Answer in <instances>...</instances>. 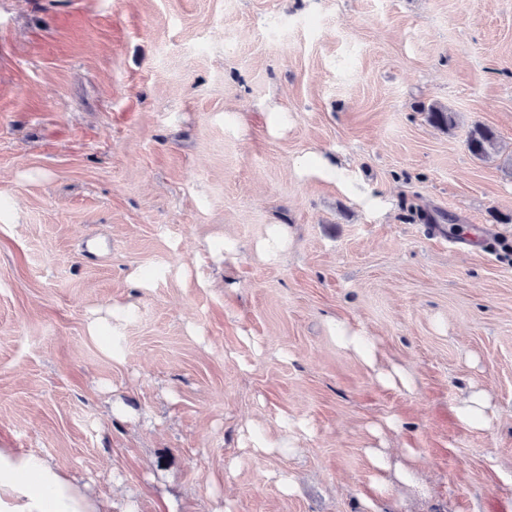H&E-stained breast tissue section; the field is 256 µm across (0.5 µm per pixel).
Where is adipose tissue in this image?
Masks as SVG:
<instances>
[{
	"label": "adipose tissue",
	"mask_w": 512,
	"mask_h": 512,
	"mask_svg": "<svg viewBox=\"0 0 512 512\" xmlns=\"http://www.w3.org/2000/svg\"><path fill=\"white\" fill-rule=\"evenodd\" d=\"M467 427L489 428L496 407L487 393L473 389L456 405ZM102 499L75 483L52 462L13 448H0V512H103Z\"/></svg>",
	"instance_id": "1"
}]
</instances>
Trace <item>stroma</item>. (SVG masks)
Returning a JSON list of instances; mask_svg holds the SVG:
<instances>
[{"label":"stroma","instance_id":"stroma-1","mask_svg":"<svg viewBox=\"0 0 512 512\" xmlns=\"http://www.w3.org/2000/svg\"><path fill=\"white\" fill-rule=\"evenodd\" d=\"M506 215L512 0H0V448L112 512H512ZM475 385L484 430L454 411ZM371 447L414 449L415 484L378 495ZM495 141V134L490 128L475 126L467 139V148L473 156L485 159L494 148ZM336 330V337L342 347L359 355L370 366H375L377 348L369 336H363L342 321H336Z\"/></svg>","mask_w":512,"mask_h":512}]
</instances>
